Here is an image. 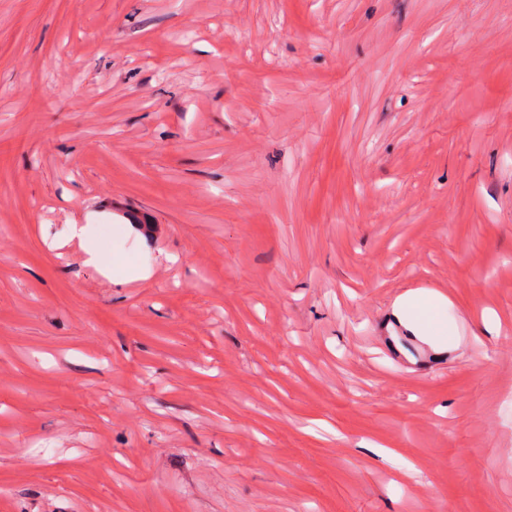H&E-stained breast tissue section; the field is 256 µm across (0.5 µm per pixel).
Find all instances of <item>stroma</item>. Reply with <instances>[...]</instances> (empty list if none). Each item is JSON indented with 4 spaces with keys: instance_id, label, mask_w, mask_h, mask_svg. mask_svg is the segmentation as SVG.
Here are the masks:
<instances>
[{
    "instance_id": "stroma-1",
    "label": "stroma",
    "mask_w": 512,
    "mask_h": 512,
    "mask_svg": "<svg viewBox=\"0 0 512 512\" xmlns=\"http://www.w3.org/2000/svg\"><path fill=\"white\" fill-rule=\"evenodd\" d=\"M305 505L512 512V0H0V512Z\"/></svg>"
}]
</instances>
